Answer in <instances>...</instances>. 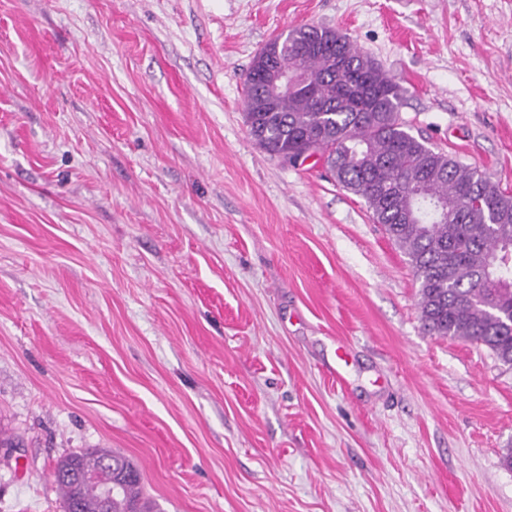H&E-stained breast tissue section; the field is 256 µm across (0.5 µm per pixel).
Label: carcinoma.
Wrapping results in <instances>:
<instances>
[{
    "instance_id": "1",
    "label": "carcinoma",
    "mask_w": 512,
    "mask_h": 512,
    "mask_svg": "<svg viewBox=\"0 0 512 512\" xmlns=\"http://www.w3.org/2000/svg\"><path fill=\"white\" fill-rule=\"evenodd\" d=\"M287 72L295 85L263 111ZM244 92L253 140L284 159L319 153L407 257L424 332L484 346L511 368L512 192L405 130L399 84L331 28L302 25L275 37L253 60ZM53 476L65 512H102L109 484L112 512H153L140 472L113 451L72 454Z\"/></svg>"
}]
</instances>
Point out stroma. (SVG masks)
I'll return each instance as SVG.
<instances>
[{"mask_svg":"<svg viewBox=\"0 0 512 512\" xmlns=\"http://www.w3.org/2000/svg\"><path fill=\"white\" fill-rule=\"evenodd\" d=\"M303 24L512 191V0H0V512H64L93 448L159 512H512V369L425 334L364 200L249 134Z\"/></svg>","mask_w":512,"mask_h":512,"instance_id":"35a3bbf8","label":"stroma"}]
</instances>
